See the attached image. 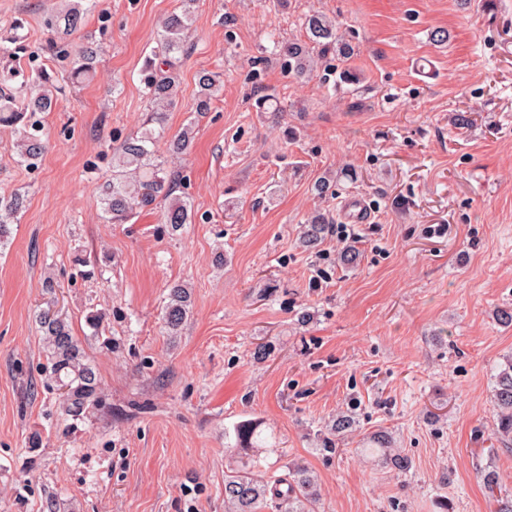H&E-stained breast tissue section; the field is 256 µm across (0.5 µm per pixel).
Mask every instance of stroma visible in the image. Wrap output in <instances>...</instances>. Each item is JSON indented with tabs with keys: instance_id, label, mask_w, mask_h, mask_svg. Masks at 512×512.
Wrapping results in <instances>:
<instances>
[{
	"instance_id": "stroma-1",
	"label": "stroma",
	"mask_w": 512,
	"mask_h": 512,
	"mask_svg": "<svg viewBox=\"0 0 512 512\" xmlns=\"http://www.w3.org/2000/svg\"><path fill=\"white\" fill-rule=\"evenodd\" d=\"M57 5L0 0V66L64 79L39 117L38 167L18 164L0 127V195H26L0 247V512H225L224 477L244 465L268 481L307 466L315 512H494L511 498L491 390L512 357V326L493 316L512 307V0H98L70 38L101 49L76 83L45 48ZM186 5L155 150L182 171L193 219L175 232L156 209L106 223L112 155L150 115L143 68ZM313 13L355 46L359 83L289 75L280 47ZM202 71L224 88L198 116ZM261 94L277 111L258 109ZM189 123L190 150L170 155ZM348 195L373 222L304 245L308 215L339 224ZM174 284L191 293L175 331ZM48 307L97 374L99 403L76 419L50 377L36 320ZM341 413L353 424L339 438ZM382 431L409 471L371 452Z\"/></svg>"
}]
</instances>
